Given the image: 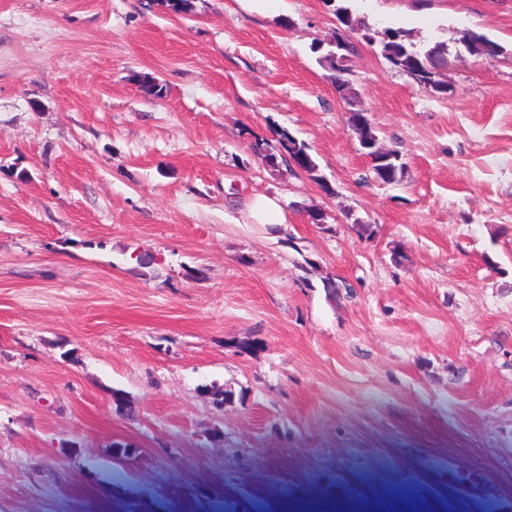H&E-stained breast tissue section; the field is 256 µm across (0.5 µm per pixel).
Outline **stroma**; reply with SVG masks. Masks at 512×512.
Instances as JSON below:
<instances>
[{"mask_svg": "<svg viewBox=\"0 0 512 512\" xmlns=\"http://www.w3.org/2000/svg\"><path fill=\"white\" fill-rule=\"evenodd\" d=\"M348 6L447 93L361 43L345 104L324 0H0V512H512V0ZM365 30L377 35L371 46L377 45L383 58L403 74L444 69L448 64V45L445 42H435L433 45L421 47L411 42L409 34L403 30L386 28L375 31L369 27ZM274 133V140L276 142L274 145H271L267 140L263 139L262 141H256L253 144L252 148L258 158L262 157L264 150H268L271 152V156L276 159L278 164V166L273 170L279 169L281 164L293 168L294 165L292 164L291 160H294L302 165L308 176H310L315 181L319 180L320 177L318 175V164L309 153V146L304 141H301L295 137L286 128H276ZM243 206L254 224H285L281 205L276 197L254 195L244 200Z\"/></svg>", "mask_w": 512, "mask_h": 512, "instance_id": "obj_1", "label": "stroma"}]
</instances>
